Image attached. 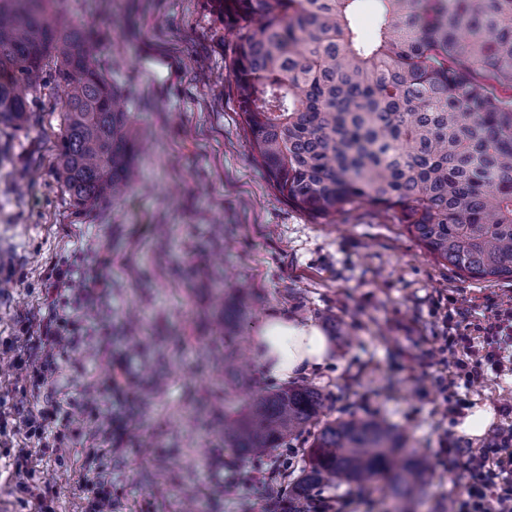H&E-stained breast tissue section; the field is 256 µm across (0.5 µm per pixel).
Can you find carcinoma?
I'll list each match as a JSON object with an SVG mask.
<instances>
[{
  "label": "carcinoma",
  "mask_w": 512,
  "mask_h": 512,
  "mask_svg": "<svg viewBox=\"0 0 512 512\" xmlns=\"http://www.w3.org/2000/svg\"><path fill=\"white\" fill-rule=\"evenodd\" d=\"M56 0H0V132L25 125L50 83L65 88L56 175L80 213L136 181L121 93L100 46L61 24ZM214 0L235 32L229 71L243 130L269 184L320 223L391 212L435 259L475 282L512 281V0ZM311 382L252 391L224 420L242 457L312 434L288 493L421 492L426 464L386 420H326ZM374 1L365 0L360 3L355 16L358 28L365 38H371L377 26L378 14Z\"/></svg>",
  "instance_id": "cac0c4a2"
}]
</instances>
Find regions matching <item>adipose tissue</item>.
Here are the masks:
<instances>
[{"mask_svg":"<svg viewBox=\"0 0 512 512\" xmlns=\"http://www.w3.org/2000/svg\"><path fill=\"white\" fill-rule=\"evenodd\" d=\"M255 365L270 379L286 382L326 363L331 344L311 320L271 312L250 337Z\"/></svg>","mask_w":512,"mask_h":512,"instance_id":"obj_1","label":"adipose tissue"}]
</instances>
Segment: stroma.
<instances>
[{"instance_id": "obj_1", "label": "stroma", "mask_w": 512, "mask_h": 512, "mask_svg": "<svg viewBox=\"0 0 512 512\" xmlns=\"http://www.w3.org/2000/svg\"><path fill=\"white\" fill-rule=\"evenodd\" d=\"M56 16L100 34L139 178L75 212L55 176L53 84L5 137L17 162L0 170V411L57 404L68 419L60 445L0 428V512H41L44 493L54 512H82L97 482L112 512H259L269 487L288 488L284 459L233 454L208 410L245 404L224 388V339L250 336L273 310L313 320L331 343L329 364L307 376L327 419L386 417L429 460L406 512H446L466 482V449L486 442L459 434L446 398L497 409L512 380L463 386L439 353L444 311L452 296L512 298V282L463 279L393 214L364 206L316 224L289 207L252 158L230 88L232 35L212 0H112L108 11L59 0ZM60 270L64 289L52 280ZM53 316L80 330L49 351L40 334ZM118 367L126 385L107 390ZM379 500L330 486L308 508L379 512Z\"/></svg>"}]
</instances>
